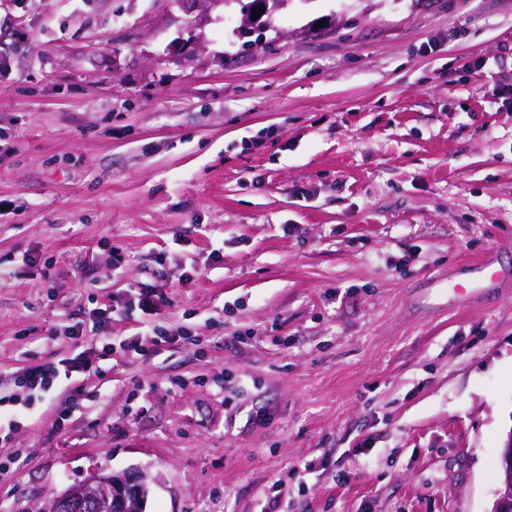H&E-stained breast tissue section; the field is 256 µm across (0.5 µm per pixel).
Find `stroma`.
I'll use <instances>...</instances> for the list:
<instances>
[{"mask_svg": "<svg viewBox=\"0 0 512 512\" xmlns=\"http://www.w3.org/2000/svg\"><path fill=\"white\" fill-rule=\"evenodd\" d=\"M108 307L142 355L0 409V512L101 468L146 512H490L512 0H0V391Z\"/></svg>", "mask_w": 512, "mask_h": 512, "instance_id": "35a3bbf8", "label": "stroma"}]
</instances>
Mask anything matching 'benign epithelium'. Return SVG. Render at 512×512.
<instances>
[{
    "label": "benign epithelium",
    "instance_id": "obj_1",
    "mask_svg": "<svg viewBox=\"0 0 512 512\" xmlns=\"http://www.w3.org/2000/svg\"><path fill=\"white\" fill-rule=\"evenodd\" d=\"M283 5V0H263L247 7L245 16L249 23L261 29L262 21ZM262 7L259 18H254V9ZM146 474L141 471H125L120 474L98 470L84 481L74 484L52 499L38 512H85L90 506L103 505L107 512H140L148 496Z\"/></svg>",
    "mask_w": 512,
    "mask_h": 512
}]
</instances>
